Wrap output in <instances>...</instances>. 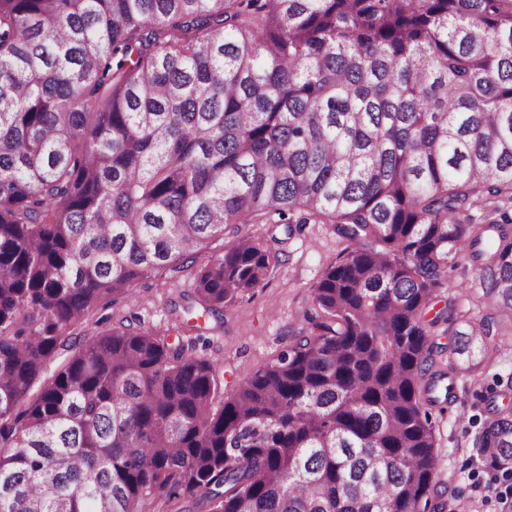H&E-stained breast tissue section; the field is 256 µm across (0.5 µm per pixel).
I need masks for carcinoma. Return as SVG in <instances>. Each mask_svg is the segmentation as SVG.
Here are the masks:
<instances>
[{
  "instance_id": "carcinoma-1",
  "label": "carcinoma",
  "mask_w": 512,
  "mask_h": 512,
  "mask_svg": "<svg viewBox=\"0 0 512 512\" xmlns=\"http://www.w3.org/2000/svg\"><path fill=\"white\" fill-rule=\"evenodd\" d=\"M512 0H0V512H436L429 407L512 314ZM333 224L314 332L223 364L126 318L159 275L194 317L260 287L246 227ZM222 252L207 254L217 237ZM488 313L432 369L435 287ZM512 467V407L475 440Z\"/></svg>"
}]
</instances>
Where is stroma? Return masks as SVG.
<instances>
[{"instance_id":"1","label":"stroma","mask_w":512,"mask_h":512,"mask_svg":"<svg viewBox=\"0 0 512 512\" xmlns=\"http://www.w3.org/2000/svg\"><path fill=\"white\" fill-rule=\"evenodd\" d=\"M249 230L277 251L278 266L260 288L225 308L222 326L207 332L206 346L196 349L222 362L228 392L309 334L305 312L311 286L347 247L329 224H297L290 230L281 224H253ZM191 290L188 276L158 277L150 289H137L132 299L118 301L107 312L115 318L138 316L163 334L172 323L169 300ZM480 294L463 260L437 286L429 311L437 319L436 366L447 367L452 335L464 318L477 314ZM496 343L485 366L457 375L453 405L431 412L443 512H501L500 496L512 490V473L495 468L474 445L490 401L512 405V334L497 337Z\"/></svg>"}]
</instances>
